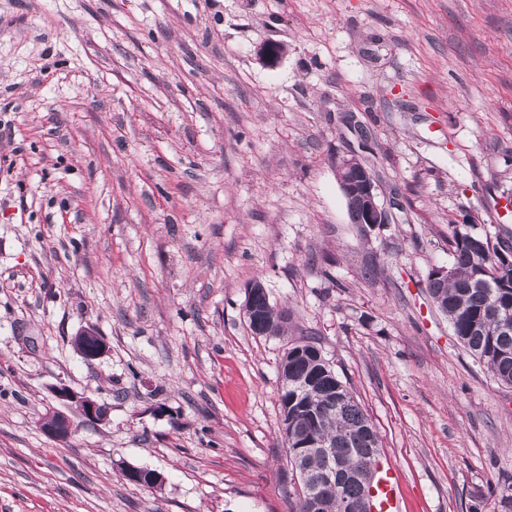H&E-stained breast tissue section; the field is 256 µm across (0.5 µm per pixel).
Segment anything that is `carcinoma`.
Listing matches in <instances>:
<instances>
[{
  "label": "carcinoma",
  "instance_id": "1",
  "mask_svg": "<svg viewBox=\"0 0 512 512\" xmlns=\"http://www.w3.org/2000/svg\"><path fill=\"white\" fill-rule=\"evenodd\" d=\"M448 277L428 281L432 299L443 307L454 334L500 383L512 386V240L454 232ZM281 409L294 423L298 443L324 441L326 453H309L291 466L307 472L300 481L297 512H346V503L369 492L360 471L366 457L376 462L379 437L346 385L324 375L330 368L317 359L310 343L288 346ZM336 470L341 490L325 487L326 469Z\"/></svg>",
  "mask_w": 512,
  "mask_h": 512
}]
</instances>
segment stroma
Listing matches in <instances>:
<instances>
[{
  "mask_svg": "<svg viewBox=\"0 0 512 512\" xmlns=\"http://www.w3.org/2000/svg\"><path fill=\"white\" fill-rule=\"evenodd\" d=\"M350 155L389 223H352ZM510 195L512 0H0V512H295L279 365L302 339L402 512H468L512 484V386L427 276L454 232L512 236ZM256 282L288 335L250 330ZM61 383L108 415L59 441ZM74 339L78 342V351L81 349L79 353L88 362L103 358L109 351L105 338L93 329L81 331ZM41 427L45 434L57 440L69 438L75 430L71 417L55 407L49 408L44 414Z\"/></svg>",
  "mask_w": 512,
  "mask_h": 512,
  "instance_id": "1",
  "label": "stroma"
}]
</instances>
